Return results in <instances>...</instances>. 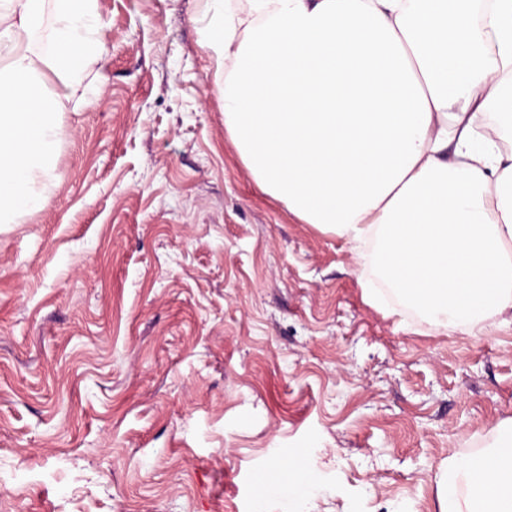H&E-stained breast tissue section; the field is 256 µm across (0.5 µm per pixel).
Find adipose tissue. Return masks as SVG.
Segmentation results:
<instances>
[{
    "instance_id": "obj_1",
    "label": "adipose tissue",
    "mask_w": 512,
    "mask_h": 512,
    "mask_svg": "<svg viewBox=\"0 0 512 512\" xmlns=\"http://www.w3.org/2000/svg\"><path fill=\"white\" fill-rule=\"evenodd\" d=\"M224 129L259 189L346 238L435 326L512 312V0H206ZM98 0H0V223L40 209ZM438 512H512V423L450 457Z\"/></svg>"
}]
</instances>
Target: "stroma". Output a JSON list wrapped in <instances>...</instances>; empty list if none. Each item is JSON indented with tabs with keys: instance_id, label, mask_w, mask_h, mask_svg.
Returning a JSON list of instances; mask_svg holds the SVG:
<instances>
[{
	"instance_id": "stroma-1",
	"label": "stroma",
	"mask_w": 512,
	"mask_h": 512,
	"mask_svg": "<svg viewBox=\"0 0 512 512\" xmlns=\"http://www.w3.org/2000/svg\"><path fill=\"white\" fill-rule=\"evenodd\" d=\"M99 10L45 204L0 223V512H437L512 420V322L375 307L346 240L261 192L204 0Z\"/></svg>"
}]
</instances>
